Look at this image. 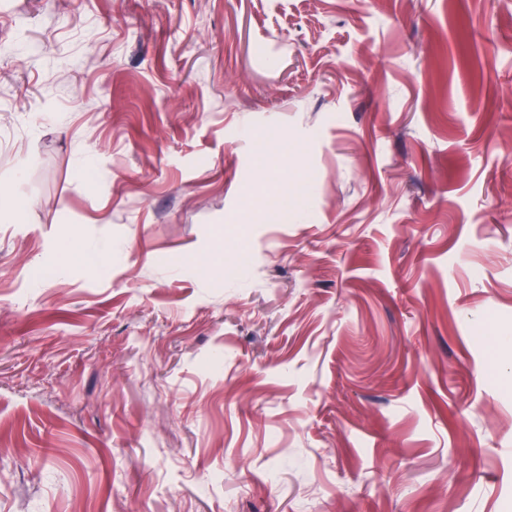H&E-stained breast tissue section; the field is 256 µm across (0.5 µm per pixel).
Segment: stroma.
<instances>
[{"instance_id": "35a3bbf8", "label": "stroma", "mask_w": 512, "mask_h": 512, "mask_svg": "<svg viewBox=\"0 0 512 512\" xmlns=\"http://www.w3.org/2000/svg\"><path fill=\"white\" fill-rule=\"evenodd\" d=\"M1 198L0 512H512V0H0Z\"/></svg>"}]
</instances>
